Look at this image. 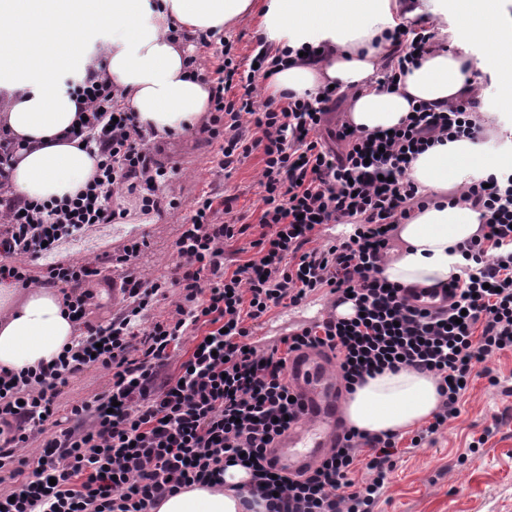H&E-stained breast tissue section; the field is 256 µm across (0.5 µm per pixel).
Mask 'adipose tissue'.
<instances>
[{
  "label": "adipose tissue",
  "mask_w": 512,
  "mask_h": 512,
  "mask_svg": "<svg viewBox=\"0 0 512 512\" xmlns=\"http://www.w3.org/2000/svg\"><path fill=\"white\" fill-rule=\"evenodd\" d=\"M476 34L489 43L484 66L512 59V18L496 17L495 0H457ZM253 18L266 45L322 50L268 80L272 93L298 96L324 85L349 93L348 120L366 130L397 127L412 105L440 106L468 93L467 49L450 51L448 0H0V127L27 143L13 164L11 185L22 196L60 201L84 189L97 159L72 142L78 119L75 84L104 65L139 124L159 135L200 123L211 87L196 78L181 35L224 31ZM434 23L438 47L411 68L398 91L382 90L377 73L390 50L388 31L401 21ZM480 139L427 149L408 174L427 202L398 229L382 275L393 284L433 286L464 275L460 245L475 238L480 209L448 194L494 173ZM79 327L51 288L19 291L0 283V369L34 368L70 346ZM436 380L409 369L386 370L357 385L344 416L368 433H403L430 420L439 405ZM250 475L227 467L223 485L182 488L152 512H267L250 493Z\"/></svg>",
  "instance_id": "adipose-tissue-1"
}]
</instances>
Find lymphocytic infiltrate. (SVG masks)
I'll list each match as a JSON object with an SVG mask.
<instances>
[{"label": "lymphocytic infiltrate", "mask_w": 512, "mask_h": 512, "mask_svg": "<svg viewBox=\"0 0 512 512\" xmlns=\"http://www.w3.org/2000/svg\"><path fill=\"white\" fill-rule=\"evenodd\" d=\"M387 38L396 61L380 83L392 89L434 35L408 21ZM219 47L212 119L202 131L221 140L224 172L261 153V232L251 256L226 268L225 242L248 226L231 200L201 195L175 243L179 260L170 278L141 275L142 242L118 251L126 303L107 321L89 318L99 261L55 264L38 279L29 265L61 239L123 216L114 199L134 198L144 212L167 207L168 170L150 151V131L118 108L110 79L91 71L77 89L83 106L76 127L99 158L97 173L74 197L50 203L9 192L20 146L0 131V281L57 289L81 328L53 363L0 370V471L18 485L13 496L0 495V512H151L174 490L223 484L225 468L236 465L277 512H371L399 435L347 430L342 446L296 477L271 461L272 443L300 417L289 357L306 348L331 351L348 392L386 369L434 376L441 400L412 436L416 447L459 417L471 380L489 375L488 360L512 351V170L459 192L458 203L482 209L484 222L464 249L471 268L448 284L447 310L412 306L380 271L399 224L426 203L408 176L413 160L435 144L483 134L480 88L442 107L413 106L389 135L341 123L329 145L321 129L339 91L261 96L264 80L287 67L289 52L263 47L246 66L231 45ZM335 223L353 225V235L321 240L322 225ZM172 288L178 297L171 317L150 320L154 303ZM319 293L351 304L352 315L328 314L258 348L253 337L274 309ZM188 336L194 345L176 361ZM91 366L106 371L108 390L73 404L58 421L59 385ZM35 432L45 441L32 458L18 457ZM361 456L368 475L358 482L351 473Z\"/></svg>", "instance_id": "f902f5d3"}]
</instances>
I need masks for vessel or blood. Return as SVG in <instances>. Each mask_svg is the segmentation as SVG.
<instances>
[{
  "mask_svg": "<svg viewBox=\"0 0 512 512\" xmlns=\"http://www.w3.org/2000/svg\"><path fill=\"white\" fill-rule=\"evenodd\" d=\"M409 301L431 311L447 308L448 296L439 288H413ZM288 379L299 394L305 413L301 421L280 436L273 455L280 468L295 473L314 466L343 437V386L329 352L310 349L293 354Z\"/></svg>",
  "mask_w": 512,
  "mask_h": 512,
  "instance_id": "b4317fda",
  "label": "vessel or blood"
}]
</instances>
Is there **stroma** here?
Returning a JSON list of instances; mask_svg holds the SVG:
<instances>
[{"label": "stroma", "mask_w": 512, "mask_h": 512, "mask_svg": "<svg viewBox=\"0 0 512 512\" xmlns=\"http://www.w3.org/2000/svg\"><path fill=\"white\" fill-rule=\"evenodd\" d=\"M152 149L159 161L178 170L165 188L177 208L146 214L132 199H122L127 216L61 241L50 255L31 265L32 275H44L57 262L105 258L138 239L145 243L140 258L143 273L152 279L168 276L178 261L174 244L181 226L194 200L205 192L220 200L232 197L234 214L246 216L247 233L224 245L226 259H245L246 248L259 233L260 154H253L227 176L218 166V143L207 142L199 131L153 140ZM325 303L317 296L296 307L277 309L258 329L257 343L272 342L321 319ZM489 366L491 378L471 383L458 419L420 447L401 448L373 512H512V352L493 358ZM108 386L103 370L87 368L61 387L58 403L69 408ZM476 439L481 445L475 449L471 443Z\"/></svg>", "instance_id": "35a3bbf8"}]
</instances>
